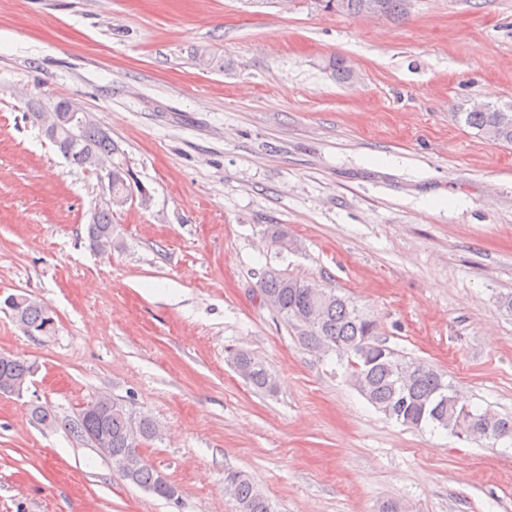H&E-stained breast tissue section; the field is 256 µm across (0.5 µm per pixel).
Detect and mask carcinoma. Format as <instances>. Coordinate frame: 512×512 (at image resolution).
<instances>
[{
  "instance_id": "carcinoma-1",
  "label": "carcinoma",
  "mask_w": 512,
  "mask_h": 512,
  "mask_svg": "<svg viewBox=\"0 0 512 512\" xmlns=\"http://www.w3.org/2000/svg\"><path fill=\"white\" fill-rule=\"evenodd\" d=\"M325 8L359 16L364 0H323ZM382 15L402 18L406 0H380ZM457 119L477 134L491 141L512 145V106L507 109L478 104ZM60 152L72 157V164L84 170L85 153L93 151L99 158L118 152L112 138L90 119L71 128L58 138ZM129 174L117 166L112 174V204H98L96 223L88 225L90 246L99 249V238L112 234V208L125 203ZM263 301L297 336L306 349L327 353L334 351L349 358L351 379L359 393L378 411L396 422L421 429L430 426L456 436L498 442L512 439V417L473 410L457 400L453 387L443 372L422 361L409 360L379 339L378 323L358 309L334 288H318L306 281L277 270H267L260 281ZM23 331L52 333L46 305L24 297L22 305L8 306ZM237 373L260 391L271 392L275 380L262 360L244 350L230 352ZM33 366L12 355L0 354V392H23ZM74 433L86 440L98 439L96 448L120 473L124 480L170 502L179 499L178 488L140 452L143 442L158 437L157 424L148 417L132 418L126 405L118 399L101 396L85 407ZM224 485L231 492L236 512H273L268 499L242 471L224 473Z\"/></svg>"
}]
</instances>
